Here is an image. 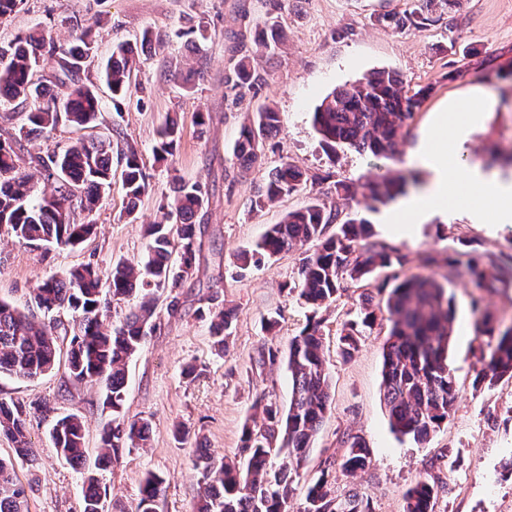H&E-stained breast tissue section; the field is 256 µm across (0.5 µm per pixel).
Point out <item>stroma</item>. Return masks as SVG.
I'll list each match as a JSON object with an SVG mask.
<instances>
[{
	"mask_svg": "<svg viewBox=\"0 0 512 512\" xmlns=\"http://www.w3.org/2000/svg\"><path fill=\"white\" fill-rule=\"evenodd\" d=\"M414 0H24L0 20V41L38 28L54 40L69 41L90 28L94 54L80 74L93 84L101 102L97 125L80 130L61 127L41 139L42 149L63 147L77 138L107 135L113 151L132 146L141 155L149 188L134 215H127L122 163L112 161V187L93 215L96 233L75 248L30 250L0 231V299L24 305L30 288L61 276L81 264L109 269L118 259L138 260L146 240L143 225L152 223L159 205L170 195L174 179L200 184L208 205L199 218L205 232L196 251L195 272L180 290L184 312L170 318L157 307L161 327L129 361L124 413L151 422L146 447L123 449L107 469L98 471L108 496L104 512H136L147 475L166 478L156 512H193L199 474L193 466L196 446L217 457L239 459L244 424L261 421L254 406L258 394L288 407L292 382L285 363L252 368L257 347L270 342L287 346L305 326L312 311L287 289L305 251L298 248L260 264L239 268L237 253L254 248L269 225L288 211L315 199L338 206L369 222L376 240L412 257L405 274L419 273L414 259L426 249L439 259L461 250L512 253V224H473L464 213L422 224L409 238L388 235L381 217L384 205L363 197V184L385 173L425 182L427 173L410 161L424 130L442 102L467 87L479 85L492 96L483 125L465 145L469 163L512 176V0H463L453 19H440L421 30L399 29L379 22L384 13L412 10ZM281 24L287 39L274 52L256 50L257 22ZM163 42L143 51L144 30ZM121 43L136 47V67L127 97L113 104L101 77L102 64ZM267 82L258 92L234 101L224 86V71L243 50ZM200 67L204 78L192 90L176 85L172 72ZM400 73L406 91L430 88L411 120L394 159L361 155L348 148L327 153L312 126V114L333 89L363 80L378 70ZM273 107L282 118L266 140L262 164L242 170L233 154L241 127L261 107ZM204 113L197 125L196 113ZM177 116L180 145L173 156L156 161V132L169 116ZM289 162L310 180L299 192L256 211L251 207L267 172ZM349 186L344 199L337 183ZM454 296L455 327L449 363L459 381V395L448 421L417 444L394 434L383 401V344L388 324L377 321L350 358L337 354V331L356 318L363 297L386 298L394 286L390 271L349 283L345 293L320 316L324 356L332 377L331 410L293 483L291 512H302L310 483L327 457H341L337 439L351 432L364 437L372 458L369 469L336 474L337 494L357 490L371 512H404V495L446 453L441 477L446 484L437 512H512V381L493 388L474 387L477 344L475 316L466 281L449 278L447 266L436 268ZM235 313L225 354H217L210 318L202 307L212 292ZM277 313L275 335H267L262 319ZM197 368L196 378L183 374ZM0 399L48 402L55 414H75L85 424L86 459L94 461L102 432L112 421L97 386L72 383L64 366L28 380L0 376ZM185 427V442L174 438L175 425ZM29 435L34 461H17L15 469L28 494L29 512H83L82 474L58 455L46 421L31 418Z\"/></svg>",
	"mask_w": 512,
	"mask_h": 512,
	"instance_id": "obj_1",
	"label": "stroma"
}]
</instances>
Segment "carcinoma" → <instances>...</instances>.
<instances>
[{
	"instance_id": "carcinoma-1",
	"label": "carcinoma",
	"mask_w": 512,
	"mask_h": 512,
	"mask_svg": "<svg viewBox=\"0 0 512 512\" xmlns=\"http://www.w3.org/2000/svg\"><path fill=\"white\" fill-rule=\"evenodd\" d=\"M417 3L418 7L401 17L385 13L378 20L421 29L433 21V11L451 13L461 0ZM282 40L283 30L273 22L262 25L254 43L258 48L269 49ZM91 50L87 29L73 43H58L31 32L7 45L0 44V105L16 100L33 104L28 126L20 128L15 136L0 137V228L6 227L18 242L33 250L75 247L86 241L95 229L93 213L112 185L110 138L81 139L45 155L34 145L41 135L60 125L86 128L96 122L100 103L95 90L76 80ZM132 59V48L121 44L103 70L115 104L129 91ZM51 60L72 80L73 88L63 98L37 77L41 66ZM265 83L264 74L252 66L248 54L242 55L224 76L226 89L238 97ZM426 94L425 89L408 94L399 73L384 69L325 97L313 112V127L323 147L332 152L338 146H348L389 159L395 155L404 130ZM280 126V113L269 107L254 114L234 144L241 168L247 170L260 160L264 140ZM180 139L178 123L169 118L159 131L154 152L160 157L171 155ZM24 141L31 148L23 158ZM121 159L125 165L127 215L131 216L148 187L147 176L134 149L121 155ZM23 163L35 166L50 184V192L35 193L33 175L21 170ZM308 180L305 172L284 163L258 188L252 208L260 211L300 190ZM364 188L365 198L384 204L405 193L406 180L372 179ZM204 206L201 187L179 180L170 200L160 205L157 220L144 226L147 244L140 260L119 259L105 273L87 264L72 268L61 277L51 276L30 290L22 310L0 300V374L32 378L54 369L60 359L52 330L60 313L71 314L68 377L74 383L99 385L104 391V405L112 409V424L101 435L97 470L107 468L123 449L147 444L150 421L129 419L123 413L126 367L157 329L156 306L160 297H165L168 315H181L177 289L194 274L198 239L203 234L195 218ZM332 224L336 231L329 235L327 228ZM311 242L314 250L303 258L289 291L298 292L315 312L336 302L345 291V280L367 279L384 269L402 270L411 262L398 249L374 240L366 220L315 199L271 225L255 248L239 255V268ZM447 266L465 277L473 288L470 306L476 316L475 340L479 341L474 385L490 388L502 380H512V320H505L483 305L486 296L512 289V253L456 252L448 256ZM394 279L397 283L384 302L389 331L384 345L383 400L392 431L422 443L448 420L458 396L456 377L448 363L454 299L447 286L433 276L401 278L396 274ZM130 297L138 299L136 309L119 322H112V305ZM208 304L215 346L222 352L231 335L234 312L224 308L217 294L208 298ZM371 305L370 300L363 304L362 322L342 323V357L348 358L358 350L362 336L359 325L370 327L376 322ZM280 353L279 347L264 343L251 358V364L257 369L272 366ZM287 367L292 380L288 411L261 395L255 406L262 409V424L244 426L242 452L247 454L246 468L215 458L205 448L198 449L194 459L200 488L196 512H288L291 471L306 461L331 408V377L323 353L321 320L309 318L289 341ZM50 412L51 408L41 402L26 405L0 401V432L13 442L16 458L27 460L34 456L28 438L29 418ZM49 436L63 459L76 467L84 466V426L77 416L53 419ZM340 444L346 448L345 454L338 462L330 458L323 461L320 475L308 487L303 512H370L368 502L358 493L342 497L331 491L333 470L354 474L371 464L362 436L346 433ZM283 449L287 450L288 463L276 468L271 458ZM439 483L437 474L420 478L406 492L405 512H435ZM165 490L163 477L148 475L138 512H155V503ZM106 497L107 490L96 476L87 474L83 482L84 512H102ZM0 512H27V492L17 479L13 462L2 459Z\"/></svg>"
}]
</instances>
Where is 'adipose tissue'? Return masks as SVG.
Masks as SVG:
<instances>
[{
  "instance_id": "1",
  "label": "adipose tissue",
  "mask_w": 512,
  "mask_h": 512,
  "mask_svg": "<svg viewBox=\"0 0 512 512\" xmlns=\"http://www.w3.org/2000/svg\"><path fill=\"white\" fill-rule=\"evenodd\" d=\"M489 102L477 90L449 100L412 154L413 161L428 172V183L384 214L382 223L388 233L407 236L426 220L447 218L452 196L466 205L471 223H512V179L458 165L469 131L482 122Z\"/></svg>"
}]
</instances>
